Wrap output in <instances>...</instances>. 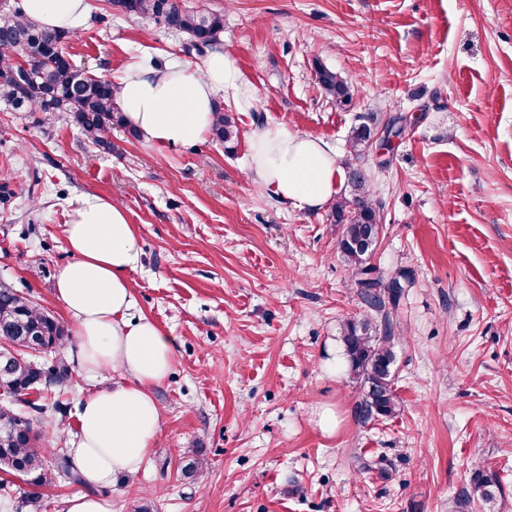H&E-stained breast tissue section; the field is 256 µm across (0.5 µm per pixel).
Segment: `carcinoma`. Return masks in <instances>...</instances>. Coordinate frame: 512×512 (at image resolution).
<instances>
[{
	"label": "carcinoma",
	"instance_id": "obj_1",
	"mask_svg": "<svg viewBox=\"0 0 512 512\" xmlns=\"http://www.w3.org/2000/svg\"><path fill=\"white\" fill-rule=\"evenodd\" d=\"M112 6L127 16L153 20L170 33L186 34L194 45L210 49L219 43L224 31V16L202 6L188 7L176 0H111ZM68 39L64 31H47L29 19L18 4L0 0V102L11 112H39L35 121L41 125L63 112L80 133L95 143L106 142L112 124L121 122L117 104L118 86L111 80L90 74L76 66L63 51ZM26 60V70L18 58ZM317 80L338 107L350 104L352 95L348 82L337 73L318 64ZM372 128L366 123L353 130L350 150L344 166L348 173V195L341 197L332 211L334 223L343 225L337 249L355 273L363 276L360 296L370 314L347 320L341 330L346 367L349 376L360 384L359 415L365 421L391 418L398 413L399 399L395 393L396 336L393 310L402 295V285L394 279L388 285L374 276L370 265L372 247L365 245L369 227L380 224L377 210L362 165L371 141ZM213 136L233 149L237 128L224 109L215 106ZM6 337L21 349L36 344L47 358L14 362L7 377L11 397L21 400L29 391H47L65 386L71 370L60 350L65 343V328L49 312L40 309L18 289L0 282V337ZM29 407L39 415L16 413L0 408V422H7L14 436L0 441V470L18 474L35 491L29 493L27 504L34 512H42V495L36 489L49 484L46 468L47 449L40 446L46 424V408L35 403ZM58 472L73 484H82L79 473L66 455L54 456ZM474 492L485 500L494 496L492 480L479 470L471 476Z\"/></svg>",
	"mask_w": 512,
	"mask_h": 512
}]
</instances>
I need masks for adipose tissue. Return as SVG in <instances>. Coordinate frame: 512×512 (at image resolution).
<instances>
[{
  "label": "adipose tissue",
  "mask_w": 512,
  "mask_h": 512,
  "mask_svg": "<svg viewBox=\"0 0 512 512\" xmlns=\"http://www.w3.org/2000/svg\"><path fill=\"white\" fill-rule=\"evenodd\" d=\"M23 6L45 29L73 32L87 22L86 0H23ZM222 94L242 109L252 104L233 60L221 51L212 52L198 73L176 64H137L118 83L125 124L145 144L172 148L208 134ZM249 171L257 184L300 210L325 205L340 178L336 153L324 141L278 125L253 136ZM64 236L73 259L59 270L54 293L74 325L69 356L85 373L112 378L81 404L71 460L90 491L69 499L65 512H111L93 490L136 473L147 459L161 420L153 390L169 375L175 339L147 316L131 314L128 273L140 253L123 206L95 194L78 197Z\"/></svg>",
  "instance_id": "ef3b65f1"
}]
</instances>
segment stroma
<instances>
[{"mask_svg":"<svg viewBox=\"0 0 512 512\" xmlns=\"http://www.w3.org/2000/svg\"><path fill=\"white\" fill-rule=\"evenodd\" d=\"M87 2L64 44L78 67L114 81L138 63L202 68L186 35ZM205 2L254 95L247 111L220 101L233 150L209 135L150 146L117 125L102 147L67 116L39 126L0 104V281L66 321L53 288L71 259L70 204L102 195L135 227L136 312L176 339L148 461L99 495L112 512H512V0ZM318 62L348 81L350 105L326 96ZM364 122L400 131L373 141L364 167L381 206L371 263L403 285L401 410L368 422L359 388L328 363L342 323L367 312L342 227L248 169L266 126L343 159ZM110 382L76 369L45 399L56 451ZM188 448L204 453L196 480L182 474ZM477 469L497 484L490 500L466 496Z\"/></svg>","mask_w":512,"mask_h":512,"instance_id":"stroma-1","label":"stroma"}]
</instances>
